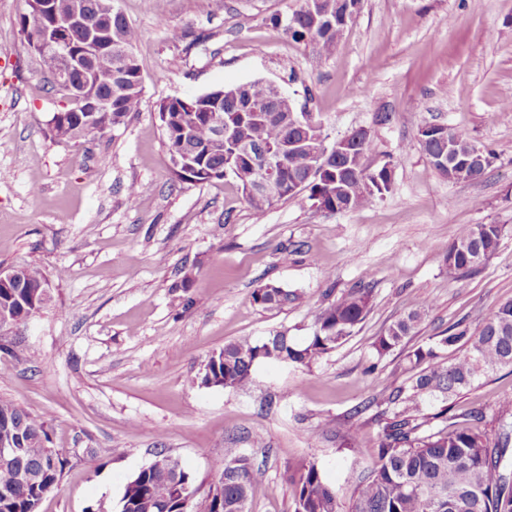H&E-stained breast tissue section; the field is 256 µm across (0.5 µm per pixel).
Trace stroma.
<instances>
[{"mask_svg": "<svg viewBox=\"0 0 512 512\" xmlns=\"http://www.w3.org/2000/svg\"><path fill=\"white\" fill-rule=\"evenodd\" d=\"M113 5L138 33L141 109L72 145L46 134L66 99L21 34L27 0H0V266L39 267L52 293L0 334V396L41 418L65 461L38 512H119L125 484L160 449L205 491L230 448L263 473L249 512H293L290 477L309 462L348 512L391 415L376 397L406 383L408 352L459 323L477 330L512 301V0H364L329 55L273 24L301 0ZM258 79L329 140L368 129L363 164L391 167L389 192L337 213L302 192L258 218L231 181L175 177L160 104ZM428 122L491 150L484 175L434 170L419 141ZM471 224L505 232L486 263L449 279L445 250ZM265 283L305 300L263 309L251 294ZM364 284L367 317L310 366L263 363L242 389L193 384L228 341L285 330L305 342L322 309ZM422 306L417 334L377 355L376 338ZM509 399L502 368L452 397V412L461 423L482 411L493 435Z\"/></svg>", "mask_w": 512, "mask_h": 512, "instance_id": "35a3bbf8", "label": "stroma"}]
</instances>
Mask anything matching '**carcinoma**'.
<instances>
[{"label":"carcinoma","mask_w":512,"mask_h":512,"mask_svg":"<svg viewBox=\"0 0 512 512\" xmlns=\"http://www.w3.org/2000/svg\"><path fill=\"white\" fill-rule=\"evenodd\" d=\"M48 29L49 21L30 16L24 18L21 33L38 54L51 84L69 97L67 88L56 81L57 57L39 47ZM283 31L322 54L329 55L336 47L335 37L312 30L301 9L293 12L292 24ZM112 33L125 54L112 52V59L97 62L95 72L98 95L107 96L113 89L118 92L112 98V112L103 114L98 124L87 126L82 122V105L69 99L68 106L48 123L52 139L76 145L93 133L124 123L130 113L139 111L143 85L132 52L137 33L117 10L112 14ZM247 86V97H226L216 108L213 91L204 98L188 100L186 105L174 98L159 106L169 154L193 155L195 166L182 178L201 183L230 178L256 213L296 196L297 187L309 191L310 200L331 212L357 210L390 190L392 172L388 165L373 171L363 165L372 145L371 136L364 134L354 144L351 157L341 161L338 174L333 165L331 171L317 178L310 174L309 154L288 155L281 188L274 194L267 193L258 184L253 166L236 153V144L243 143L258 152L293 139L315 143L326 135L310 114L289 111L292 101L277 96L272 83L255 80ZM227 123L235 126L232 143L217 140L218 125ZM447 136L443 141L422 134L426 155L436 156L450 145L454 155L480 151L484 164L464 169L453 163L437 171L453 181L479 178L491 164L492 153L463 131L450 129ZM503 233L504 228L498 224L461 227L445 253L448 277L454 279L475 271L495 252ZM47 286L49 281L40 268L24 266L13 287L0 288V309L7 308L11 316L24 320L45 307L41 296ZM252 300L265 309H280L301 302L303 297L267 283L253 291ZM370 307L371 289L352 288L320 312L314 335L303 344L286 332L229 341L212 363L211 373L199 374L197 382L236 389L249 383L256 365L263 361L308 366L345 343L365 320ZM424 314V309H415L391 324L374 342L377 354L385 355L415 335ZM454 346L459 349L457 356L448 359L441 355L442 350ZM407 358L418 372L408 384L380 394L381 403L394 406L393 416L382 428L377 460L359 481L349 512H448L450 501L455 504L454 512H512V470L507 464L512 430L504 425L493 439L468 425L427 432L416 416L424 401L447 399L495 370L512 367V302L501 304L478 331L470 334L465 328H452L438 342L410 351ZM3 439L15 441L20 457L10 464L0 462V512H36L44 496L59 484L64 461L56 449L48 446L45 422L6 399H0ZM214 470L224 478L222 496L197 495L191 512H248V501L262 478L261 472L234 449L215 462ZM293 483L294 512H339L336 488L325 482L316 464L301 466ZM186 486L195 488L194 480L180 464L145 467L125 485L120 512H182L181 496Z\"/></svg>","instance_id":"obj_1"}]
</instances>
